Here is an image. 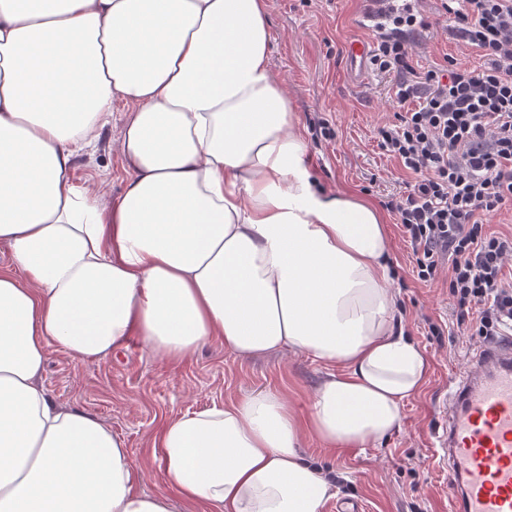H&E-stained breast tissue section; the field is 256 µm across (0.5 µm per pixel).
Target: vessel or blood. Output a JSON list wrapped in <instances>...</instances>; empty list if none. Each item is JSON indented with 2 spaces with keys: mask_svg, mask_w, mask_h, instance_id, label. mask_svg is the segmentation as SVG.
Instances as JSON below:
<instances>
[{
  "mask_svg": "<svg viewBox=\"0 0 512 512\" xmlns=\"http://www.w3.org/2000/svg\"><path fill=\"white\" fill-rule=\"evenodd\" d=\"M475 359L443 397L433 458L448 473L451 512H512V336Z\"/></svg>",
  "mask_w": 512,
  "mask_h": 512,
  "instance_id": "vessel-or-blood-1",
  "label": "vessel or blood"
}]
</instances>
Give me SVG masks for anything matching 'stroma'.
Segmentation results:
<instances>
[{"instance_id":"obj_1","label":"stroma","mask_w":512,"mask_h":512,"mask_svg":"<svg viewBox=\"0 0 512 512\" xmlns=\"http://www.w3.org/2000/svg\"><path fill=\"white\" fill-rule=\"evenodd\" d=\"M417 3L432 24L428 37L412 49L410 62L418 71L443 66L450 58L470 67L483 65L477 50L448 35L447 21L436 13V0ZM361 10L362 0H269L270 59L300 116L319 185L380 204L403 191L412 176L384 153L377 137L378 127L394 122L398 110L393 74L378 72L370 64L355 74L347 62V44L363 35L357 26ZM317 117L328 120L334 139L316 136L312 123ZM125 121V112L116 110L94 148L74 161V183L90 187L104 182L109 201L125 184V163L117 150ZM386 220L397 316L404 332L424 351L425 381L404 405L401 430L384 444L332 450L307 434L301 453L334 470L338 500L361 502L365 512H448V476L435 467L431 449L439 425L438 403L450 381L471 367L483 340L457 326L447 269H440L434 280L419 281L396 215L387 213ZM331 371V365L288 351L241 358L219 340L172 365L134 339L116 355L99 360H77L62 349L49 348L40 382L57 404L109 425L141 468V490L161 494L166 487L152 454V437L163 420L258 390L281 393L304 418L319 381Z\"/></svg>"}]
</instances>
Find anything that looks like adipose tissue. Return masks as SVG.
Here are the masks:
<instances>
[{
    "label": "adipose tissue",
    "mask_w": 512,
    "mask_h": 512,
    "mask_svg": "<svg viewBox=\"0 0 512 512\" xmlns=\"http://www.w3.org/2000/svg\"><path fill=\"white\" fill-rule=\"evenodd\" d=\"M270 45L267 0H0V512H321L338 487L303 435L401 429L427 361L397 327L384 218L318 188ZM118 104L108 204L71 171ZM132 338L173 365L218 339L342 371L303 420L270 390L165 420L148 495L111 428L39 383L49 346Z\"/></svg>",
    "instance_id": "1"
}]
</instances>
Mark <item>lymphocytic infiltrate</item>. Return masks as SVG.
I'll list each match as a JSON object with an SVG mask.
<instances>
[{
	"instance_id": "1",
	"label": "lymphocytic infiltrate",
	"mask_w": 512,
	"mask_h": 512,
	"mask_svg": "<svg viewBox=\"0 0 512 512\" xmlns=\"http://www.w3.org/2000/svg\"><path fill=\"white\" fill-rule=\"evenodd\" d=\"M439 16L485 64L417 71L416 18L402 13L377 37L371 63L395 75L396 121L380 146L413 174L387 205L397 213L420 281L448 269L459 325L490 339L512 334V234L484 217L512 206V0H439Z\"/></svg>"
}]
</instances>
